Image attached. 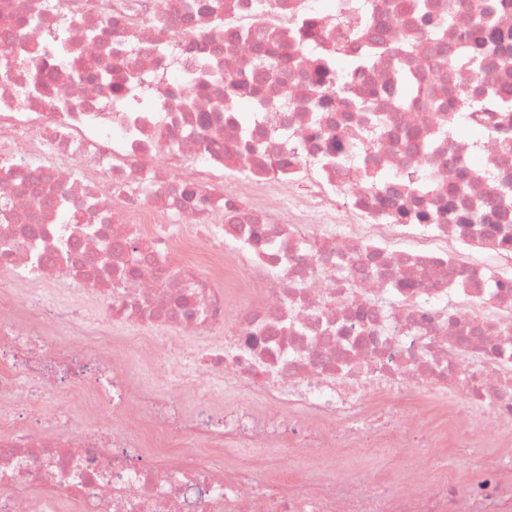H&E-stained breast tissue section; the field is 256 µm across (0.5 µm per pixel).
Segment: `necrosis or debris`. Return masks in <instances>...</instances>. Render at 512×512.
Returning a JSON list of instances; mask_svg holds the SVG:
<instances>
[{"label":"necrosis or debris","instance_id":"4bbe7bcc","mask_svg":"<svg viewBox=\"0 0 512 512\" xmlns=\"http://www.w3.org/2000/svg\"><path fill=\"white\" fill-rule=\"evenodd\" d=\"M194 4L0 0V512H512V112L446 103L480 85L459 53L476 18L484 54L512 56V0H336L345 25L316 0ZM424 29L434 51H406ZM371 45L323 98L327 55ZM405 75L439 107L400 105ZM414 209L415 246H389ZM73 391L92 397L77 413L56 402ZM440 397V425L415 417ZM488 418L502 453L477 479L429 471ZM285 449L307 470H272ZM373 450L406 453L398 484L354 478Z\"/></svg>","mask_w":512,"mask_h":512}]
</instances>
